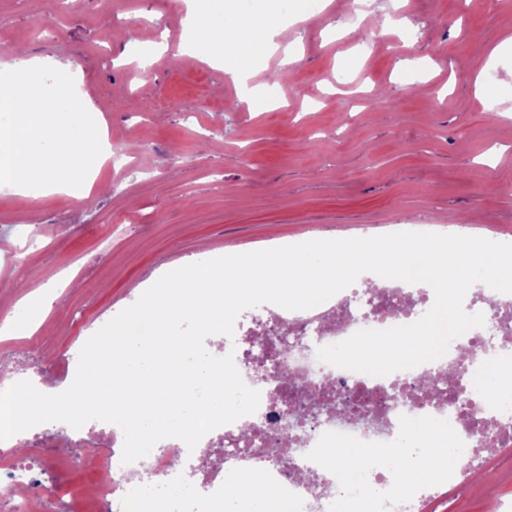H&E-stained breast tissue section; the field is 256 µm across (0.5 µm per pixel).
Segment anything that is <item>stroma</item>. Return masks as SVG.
Masks as SVG:
<instances>
[{"label": "stroma", "instance_id": "stroma-1", "mask_svg": "<svg viewBox=\"0 0 512 512\" xmlns=\"http://www.w3.org/2000/svg\"><path fill=\"white\" fill-rule=\"evenodd\" d=\"M389 17L385 36L339 38V0H302L283 18L297 60L263 107L235 81L234 55L210 64L182 55L195 0H96L38 30L33 0H0V64L21 45L69 70L112 143L95 189L26 201L0 195V301L68 272L41 338L0 337V369L63 388L78 360L70 344L132 305L168 267L194 263L205 242L252 252L317 238L320 224H404L481 207L512 233V0H368ZM169 39L139 70L136 50L115 54L113 30ZM383 94L391 107L368 106Z\"/></svg>", "mask_w": 512, "mask_h": 512}]
</instances>
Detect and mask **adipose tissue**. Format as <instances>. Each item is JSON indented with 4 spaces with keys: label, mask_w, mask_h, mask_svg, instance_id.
<instances>
[{
    "label": "adipose tissue",
    "mask_w": 512,
    "mask_h": 512,
    "mask_svg": "<svg viewBox=\"0 0 512 512\" xmlns=\"http://www.w3.org/2000/svg\"><path fill=\"white\" fill-rule=\"evenodd\" d=\"M295 7L293 0H249L240 6L243 21L227 27L226 35L216 30L224 25V0H202V5L191 19L186 34L195 57L209 61L223 59L233 53L244 65H252L273 51L271 36L281 19ZM54 299V289L45 285L29 292L16 304L4 328L10 336H29L37 332Z\"/></svg>",
    "instance_id": "adipose-tissue-1"
}]
</instances>
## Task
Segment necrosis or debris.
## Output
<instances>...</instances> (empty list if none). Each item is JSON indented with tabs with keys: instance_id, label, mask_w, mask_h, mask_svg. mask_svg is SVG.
Masks as SVG:
<instances>
[{
	"instance_id": "1",
	"label": "necrosis or debris",
	"mask_w": 512,
	"mask_h": 512,
	"mask_svg": "<svg viewBox=\"0 0 512 512\" xmlns=\"http://www.w3.org/2000/svg\"><path fill=\"white\" fill-rule=\"evenodd\" d=\"M434 299L433 289L407 288L402 281L381 278L369 288L352 285L309 310L266 305L267 320L255 321L242 336L252 360L241 376L246 384L255 383L256 363L270 354L281 376L258 385L256 413L211 431L194 450L168 438L158 442L148 461L127 465L121 462L123 432L113 428L111 453L95 459L107 477L95 490H79L78 498L93 512L102 506L123 512L146 470L151 497L136 501L137 512H222L229 494L224 475L233 471L287 501L289 512H323L345 496L336 468L328 463L336 447L357 449L366 459L376 512H432L437 500L489 471L493 458L512 453V413L494 403L503 389L500 376L512 373V294L490 297L481 287L470 288L464 309L482 313L484 326L454 339L441 358L384 377L322 363L317 350L361 329L413 323ZM273 321L280 326L276 336L268 332ZM439 423L447 427L449 447L463 449L465 467H438L434 478L408 483L404 471L377 465L374 449L395 447L406 427L428 430ZM247 424L255 427L253 451L242 442ZM189 454L208 491L202 502L173 494L178 465ZM15 457L14 448H0V503L10 504V512H35L66 490L58 467L37 479L16 467Z\"/></svg>"
}]
</instances>
